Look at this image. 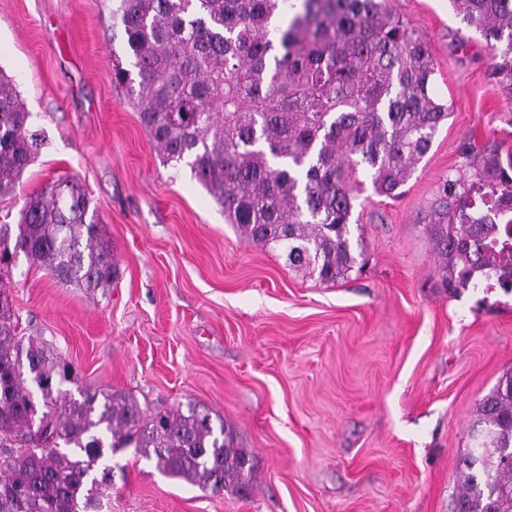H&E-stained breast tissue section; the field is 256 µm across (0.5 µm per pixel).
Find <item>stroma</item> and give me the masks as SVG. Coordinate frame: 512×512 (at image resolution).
<instances>
[{"mask_svg":"<svg viewBox=\"0 0 512 512\" xmlns=\"http://www.w3.org/2000/svg\"><path fill=\"white\" fill-rule=\"evenodd\" d=\"M387 6L427 41L453 112L400 198L365 189V266L322 285L226 224L189 167L163 165L136 88L112 78L127 53L111 0H0V68L44 140L0 224L76 177L119 271L90 294L18 257L0 288L19 336L145 412L196 405L253 456L248 492L215 496L124 449L103 512H453L476 408L512 370V292L442 288L426 226L465 147L512 151V102L447 0Z\"/></svg>","mask_w":512,"mask_h":512,"instance_id":"stroma-1","label":"stroma"}]
</instances>
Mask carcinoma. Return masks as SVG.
I'll use <instances>...</instances> for the list:
<instances>
[{
	"label": "carcinoma",
	"instance_id": "obj_1",
	"mask_svg": "<svg viewBox=\"0 0 512 512\" xmlns=\"http://www.w3.org/2000/svg\"><path fill=\"white\" fill-rule=\"evenodd\" d=\"M143 127L162 162L189 166L245 240L281 251L321 284L350 278L364 256L351 217L370 182L396 198L448 122L433 92L425 39L386 0H115ZM496 59L512 100V0H449ZM12 79L0 72V197L16 191L42 146ZM427 230L442 287L479 279L512 290V153L465 152ZM80 181L60 177L0 224V280L19 254L62 285L89 292L117 277L112 246ZM47 345L18 339L0 289V512H100L107 452L132 448L173 479L218 494L249 485L253 459L207 412H145L119 391L77 388ZM455 507L512 512V371L477 409Z\"/></svg>",
	"mask_w": 512,
	"mask_h": 512
}]
</instances>
